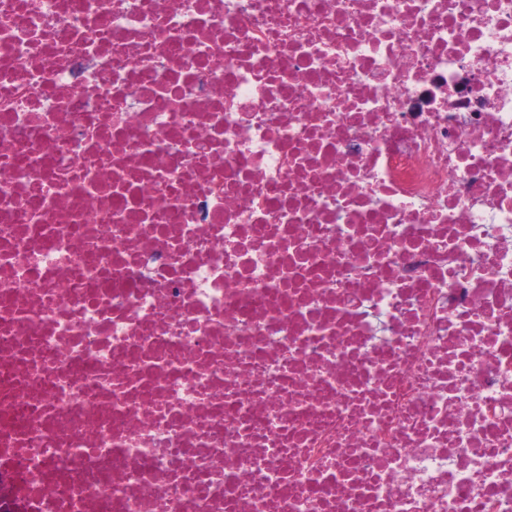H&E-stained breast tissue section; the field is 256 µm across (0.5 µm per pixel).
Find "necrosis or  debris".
I'll list each match as a JSON object with an SVG mask.
<instances>
[{"label":"necrosis or debris","mask_w":512,"mask_h":512,"mask_svg":"<svg viewBox=\"0 0 512 512\" xmlns=\"http://www.w3.org/2000/svg\"><path fill=\"white\" fill-rule=\"evenodd\" d=\"M0 512H512V0H0Z\"/></svg>","instance_id":"1"}]
</instances>
